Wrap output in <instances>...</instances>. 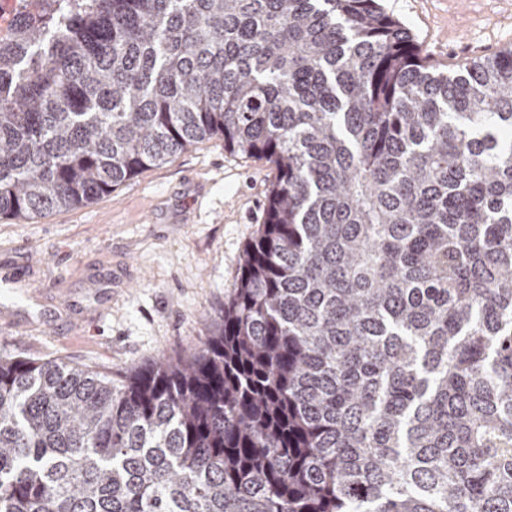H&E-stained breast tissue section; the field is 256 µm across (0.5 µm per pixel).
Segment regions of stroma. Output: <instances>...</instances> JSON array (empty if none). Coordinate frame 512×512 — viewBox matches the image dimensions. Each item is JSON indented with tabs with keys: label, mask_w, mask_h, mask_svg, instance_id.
<instances>
[{
	"label": "stroma",
	"mask_w": 512,
	"mask_h": 512,
	"mask_svg": "<svg viewBox=\"0 0 512 512\" xmlns=\"http://www.w3.org/2000/svg\"><path fill=\"white\" fill-rule=\"evenodd\" d=\"M448 70L512 48V0H382ZM276 171L215 137L111 194L30 221L0 218V355L89 365L119 379L198 351L235 288ZM52 316L44 327L43 316Z\"/></svg>",
	"instance_id": "obj_1"
}]
</instances>
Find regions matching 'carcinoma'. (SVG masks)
I'll return each instance as SVG.
<instances>
[{
    "instance_id": "obj_1",
    "label": "carcinoma",
    "mask_w": 512,
    "mask_h": 512,
    "mask_svg": "<svg viewBox=\"0 0 512 512\" xmlns=\"http://www.w3.org/2000/svg\"><path fill=\"white\" fill-rule=\"evenodd\" d=\"M0 38V218L197 143L276 170L205 346L0 356V512H512V49L379 0H40Z\"/></svg>"
}]
</instances>
